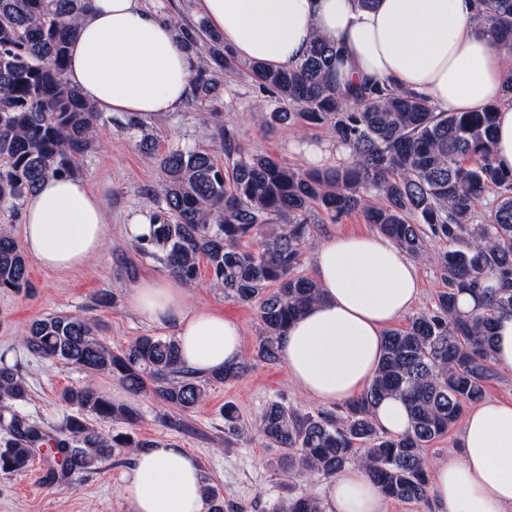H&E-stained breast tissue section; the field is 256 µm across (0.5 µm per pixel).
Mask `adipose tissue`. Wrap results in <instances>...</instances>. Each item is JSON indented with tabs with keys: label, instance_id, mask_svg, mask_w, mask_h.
I'll use <instances>...</instances> for the list:
<instances>
[{
	"label": "adipose tissue",
	"instance_id": "1",
	"mask_svg": "<svg viewBox=\"0 0 512 512\" xmlns=\"http://www.w3.org/2000/svg\"><path fill=\"white\" fill-rule=\"evenodd\" d=\"M203 15L236 56L293 67L318 37L344 54L330 78L344 86L363 78L391 80L423 93L445 112H475L498 103L493 155L512 170V104L504 103L512 49L497 44L474 19L473 0H199ZM197 62L181 49L166 17L141 0H89L69 49L68 83L99 111L121 117L177 111L192 92ZM313 168L345 166L342 142L288 138ZM24 251L63 270L97 255L106 240L102 200L83 180H43L23 202ZM324 299L291 322L279 340L289 380L324 404L358 398L372 384L389 327L420 295L416 265L381 234L331 235L315 251ZM130 306L172 328L183 365L205 376L242 359L243 329L218 311L190 305L176 278H145ZM459 459L432 470L435 512H512V404L472 408ZM131 512H207L198 459L176 443L138 451L122 477ZM324 512H384V496L351 467L331 480Z\"/></svg>",
	"mask_w": 512,
	"mask_h": 512
}]
</instances>
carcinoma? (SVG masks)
<instances>
[{"mask_svg": "<svg viewBox=\"0 0 512 512\" xmlns=\"http://www.w3.org/2000/svg\"><path fill=\"white\" fill-rule=\"evenodd\" d=\"M477 18L496 41L512 47V0H474ZM86 0H0V206H18L37 182L70 174L99 142L100 112L68 84V49ZM182 47L205 59L192 79L194 96L212 97L217 74L237 68L222 36L170 16ZM340 47L315 41L294 68L248 65L250 78L270 94V126L325 127L352 147L340 168L299 170L266 154L248 153L223 117L211 113L214 138L224 151L219 165L209 150H172L160 162L157 208L143 232L121 253V275L136 279L139 262L151 260L191 284L200 260L207 262L224 297L256 310L263 326L255 358L280 360L278 340L288 323L323 299L318 282L296 276L312 216L321 210L338 220L352 212L390 237L412 258L427 254L426 234L451 243L435 257L446 284L428 313L386 334L378 375L359 399L339 414H301L271 401L258 431L283 452L284 471L334 477L359 465L385 497L419 503L429 496L425 449L480 402L494 376L491 328L495 312L512 308V172L495 165L492 151L496 106L479 112H440L423 94L389 83L340 87L329 73ZM495 192L490 215L478 220L475 202ZM259 236L256 250L241 247ZM493 275L495 288L484 286ZM29 286L27 257L11 232L0 231V288ZM484 296L481 310L462 317L460 293ZM33 356L76 366L88 381L65 389L73 412L56 434L31 421L21 406L26 382L0 361V410L9 413V439L0 448V471L18 472L46 447L50 479L69 478L126 448H153L154 440L129 433L104 435L90 418L132 428L138 409L101 391L96 378L117 379L134 396L147 395L181 412L204 402L207 386L240 379L242 360L204 379L182 366L176 338L142 335L120 350L98 338L96 326L71 314L33 321L24 336ZM392 394L402 398L411 427L402 436L382 432L373 405ZM224 433L243 434L237 409L224 406ZM208 512H227L224 495L205 483ZM279 512H324L316 497L291 498Z\"/></svg>", "mask_w": 512, "mask_h": 512, "instance_id": "carcinoma-1", "label": "carcinoma"}]
</instances>
